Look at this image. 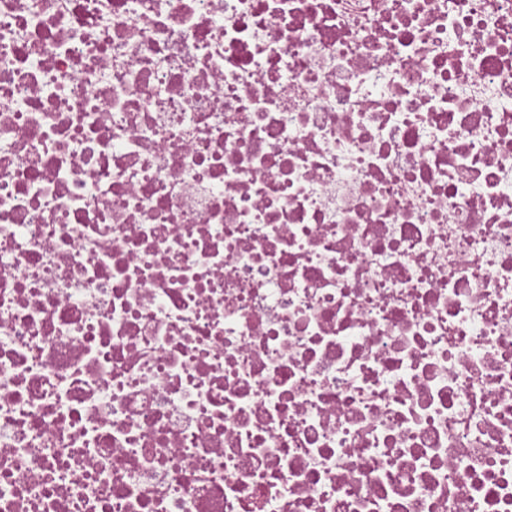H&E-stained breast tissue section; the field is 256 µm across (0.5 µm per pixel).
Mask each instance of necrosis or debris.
<instances>
[{
    "label": "necrosis or debris",
    "mask_w": 512,
    "mask_h": 512,
    "mask_svg": "<svg viewBox=\"0 0 512 512\" xmlns=\"http://www.w3.org/2000/svg\"><path fill=\"white\" fill-rule=\"evenodd\" d=\"M0 512H512V0H0Z\"/></svg>",
    "instance_id": "obj_1"
}]
</instances>
